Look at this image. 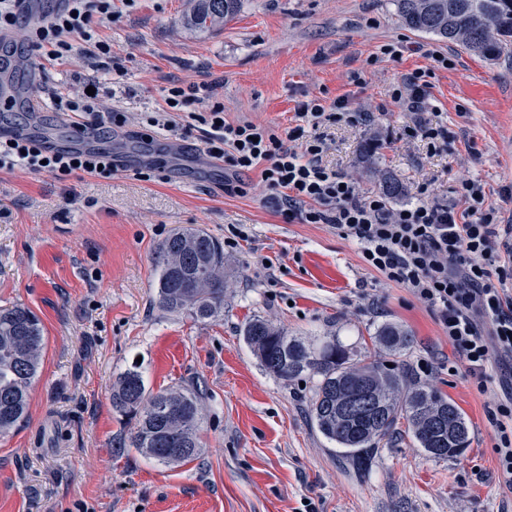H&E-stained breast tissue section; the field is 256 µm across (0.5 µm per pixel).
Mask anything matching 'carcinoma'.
<instances>
[{
    "label": "carcinoma",
    "instance_id": "carcinoma-1",
    "mask_svg": "<svg viewBox=\"0 0 512 512\" xmlns=\"http://www.w3.org/2000/svg\"><path fill=\"white\" fill-rule=\"evenodd\" d=\"M240 2L195 0L188 29L213 32L236 14ZM392 2L411 31L457 44L490 62L512 55V0ZM159 262L155 302L161 309L198 321L223 314L228 261L218 240L201 230L173 234L161 243ZM241 335L269 375L285 382L303 376L316 380L312 422L359 472L402 419L414 447L430 458H456L468 448L469 426L460 409L433 387L409 380L397 361L390 366L369 361L334 336H290L262 318L247 321ZM373 339L395 356L410 346L412 334L385 324ZM45 346L44 328L30 308L0 309V435L25 418ZM112 409L133 423L130 432L114 440L118 451L133 448L165 467L201 456L199 389L179 385L154 394L141 372L128 369L113 385Z\"/></svg>",
    "mask_w": 512,
    "mask_h": 512
}]
</instances>
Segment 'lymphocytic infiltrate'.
<instances>
[{
  "mask_svg": "<svg viewBox=\"0 0 512 512\" xmlns=\"http://www.w3.org/2000/svg\"><path fill=\"white\" fill-rule=\"evenodd\" d=\"M25 0H0V33L26 27L27 50L35 59L59 62L83 59L125 76L124 66L101 37L98 26L111 21L112 0H59L40 22L24 25ZM428 66L405 75L392 100L409 111H428V92L437 71L455 67L452 54L427 51ZM54 112L69 113L79 138H97L102 130L125 127L120 108L104 112L98 95L70 96L66 88H35ZM162 109L142 116L138 135L147 139L177 126L188 113L200 129L206 154L223 161L232 175L259 172L269 194L267 205L289 224H325L355 243L364 264L387 282L401 285L433 311L469 380L480 392L512 368V225L483 185L463 178L449 198L425 184L413 202L395 207L381 194L361 191L344 173L326 166V131L355 125L362 115L348 97L311 96L298 101L293 125L280 128L224 117L217 86L209 82H169ZM23 167L64 181L71 177L115 174L108 151L95 148L47 150L41 137L0 133V171ZM499 481L512 490V392L488 408Z\"/></svg>",
  "mask_w": 512,
  "mask_h": 512,
  "instance_id": "lymphocytic-infiltrate-1",
  "label": "lymphocytic infiltrate"
}]
</instances>
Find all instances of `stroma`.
<instances>
[{
  "instance_id": "stroma-1",
  "label": "stroma",
  "mask_w": 512,
  "mask_h": 512,
  "mask_svg": "<svg viewBox=\"0 0 512 512\" xmlns=\"http://www.w3.org/2000/svg\"><path fill=\"white\" fill-rule=\"evenodd\" d=\"M192 0H112L99 29L128 77L120 94L130 120L162 105L172 79L220 83L228 120L288 125L303 96H348L368 112L356 126L331 127L323 161L365 192L383 176L400 181L404 202L431 183L444 197L458 176L481 180L500 221L512 224V57L491 63L461 46L438 71L429 101L452 135L447 150L405 135L415 113L392 103L393 85L426 66L434 37L407 30L392 0H242L220 30L191 35ZM403 40L399 60L366 59ZM26 89L78 86L92 70L74 58L54 65L12 59ZM366 83H350L352 71ZM70 136L48 110L0 111V130ZM195 135L161 130L143 140L124 131L99 138L115 155L149 156L162 180L111 177L58 181L18 168L0 173V307L21 304L47 338L26 418L0 435V512H512L497 479L490 397L465 376L434 314L405 289L369 269L353 243L325 224H287L269 208L252 174L242 192L224 189V168L174 165L172 144ZM241 229L224 254L232 267L224 314L196 321L155 303L160 244L201 230L216 239ZM262 317L295 336H336L386 360L370 338L396 323L425 381L466 416L470 444L449 460L428 458L407 435L381 442L368 474H357L313 427L312 380L267 375L241 329ZM156 392L178 384L203 391L205 454L179 468L135 450L116 454L113 438L131 422L112 409V385L129 369Z\"/></svg>"
}]
</instances>
